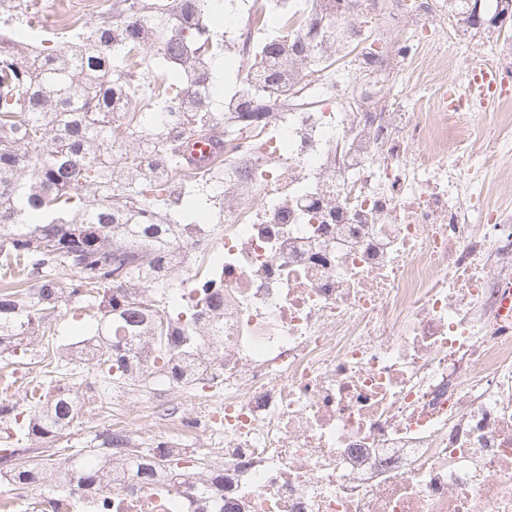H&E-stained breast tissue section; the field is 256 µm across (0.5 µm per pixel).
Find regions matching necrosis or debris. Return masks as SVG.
Instances as JSON below:
<instances>
[{"label":"necrosis or debris","mask_w":512,"mask_h":512,"mask_svg":"<svg viewBox=\"0 0 512 512\" xmlns=\"http://www.w3.org/2000/svg\"><path fill=\"white\" fill-rule=\"evenodd\" d=\"M154 24L138 0H66L41 17L67 39L93 14ZM484 33L466 0H224V26L172 0L181 56H137L113 102L183 128L156 105L168 72L210 101L214 53L236 82L219 100L222 180L181 169L174 197L205 183L214 207L185 224L157 318L198 333L177 402L128 416L151 446L208 457L224 475H158L114 492L111 512H512V72L496 45L490 111L455 98ZM393 89L377 96L375 87ZM161 419L178 433L157 435Z\"/></svg>","instance_id":"obj_1"}]
</instances>
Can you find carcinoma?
Returning a JSON list of instances; mask_svg holds the SVG:
<instances>
[{"instance_id": "carcinoma-1", "label": "carcinoma", "mask_w": 512, "mask_h": 512, "mask_svg": "<svg viewBox=\"0 0 512 512\" xmlns=\"http://www.w3.org/2000/svg\"><path fill=\"white\" fill-rule=\"evenodd\" d=\"M112 18L84 25L82 37L59 49L27 51L14 40H0V270L10 278L0 289V349L35 340L51 330L62 298L80 299L102 291L100 318L93 335L59 343L50 362L79 359L110 378L143 381L160 370L174 374L170 352L158 349L152 365L139 351L112 342V319L135 327L149 315L134 287L168 288L157 251L173 242L180 226L195 219L188 192L175 213L165 205L166 182L141 172L143 160L162 153L172 171L185 163L182 145L210 130L204 112H180L188 135L169 149L160 128L144 139L122 143L121 166L112 155L113 82L128 78L113 69ZM72 272L65 286L56 274ZM78 420L74 397L59 392L30 408L29 439L49 444L71 435ZM95 448H79L57 459L58 449L28 448L0 454V481L51 492L68 488L82 496L112 493V456L146 483L165 465L183 462L157 457L131 446L123 432L107 429Z\"/></svg>"}]
</instances>
